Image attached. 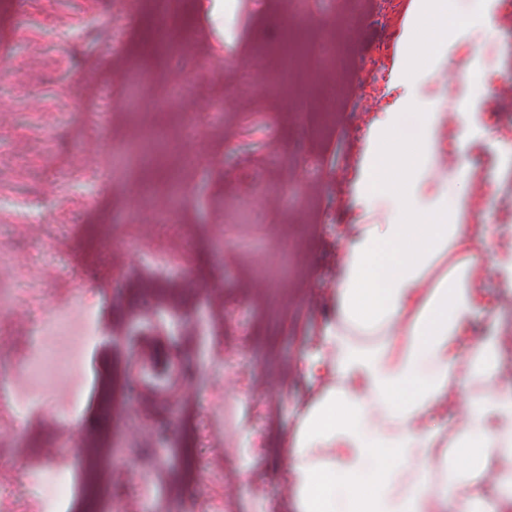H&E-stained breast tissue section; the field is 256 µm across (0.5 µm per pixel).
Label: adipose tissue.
<instances>
[{
    "label": "adipose tissue",
    "instance_id": "obj_1",
    "mask_svg": "<svg viewBox=\"0 0 512 512\" xmlns=\"http://www.w3.org/2000/svg\"><path fill=\"white\" fill-rule=\"evenodd\" d=\"M386 112L352 202L358 224L336 283V316L309 361L319 389L290 454L294 512H512V339L474 336L487 296L483 236L464 199L434 180L444 115L398 134Z\"/></svg>",
    "mask_w": 512,
    "mask_h": 512
}]
</instances>
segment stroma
<instances>
[{
    "label": "stroma",
    "mask_w": 512,
    "mask_h": 512,
    "mask_svg": "<svg viewBox=\"0 0 512 512\" xmlns=\"http://www.w3.org/2000/svg\"><path fill=\"white\" fill-rule=\"evenodd\" d=\"M0 57V395L24 388L34 334L71 305L100 332L46 404L0 405V501L38 512L27 468L69 475L87 512L86 451L104 445L112 512H292L289 451L316 393L304 360L336 303L368 128L405 85L447 113L440 162L478 169L460 219L483 225L492 300L477 331L512 324V0L438 53L415 0H184L162 25L144 0H15ZM341 25L325 76L283 83L259 45ZM464 136L471 147L457 151ZM180 208H156L170 193ZM158 340L185 386L139 398L137 348ZM117 411L100 403L114 373ZM276 452H268V443ZM189 444L196 470L178 476Z\"/></svg>",
    "instance_id": "1"
}]
</instances>
